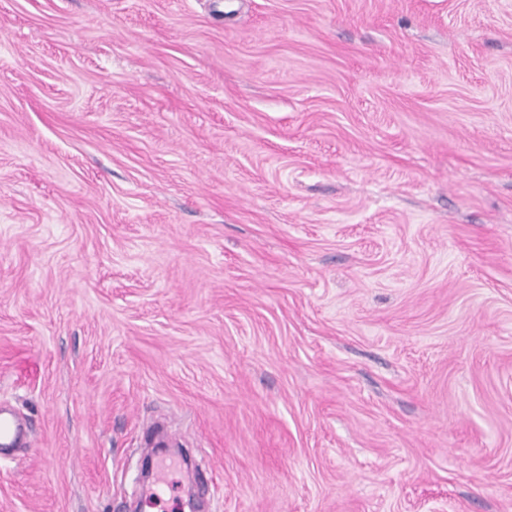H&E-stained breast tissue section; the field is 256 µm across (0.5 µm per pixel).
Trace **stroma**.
Instances as JSON below:
<instances>
[{
    "label": "stroma",
    "instance_id": "obj_1",
    "mask_svg": "<svg viewBox=\"0 0 512 512\" xmlns=\"http://www.w3.org/2000/svg\"><path fill=\"white\" fill-rule=\"evenodd\" d=\"M0 512H512V0H0ZM20 438V430L12 414L0 408V455L10 456Z\"/></svg>",
    "mask_w": 512,
    "mask_h": 512
}]
</instances>
